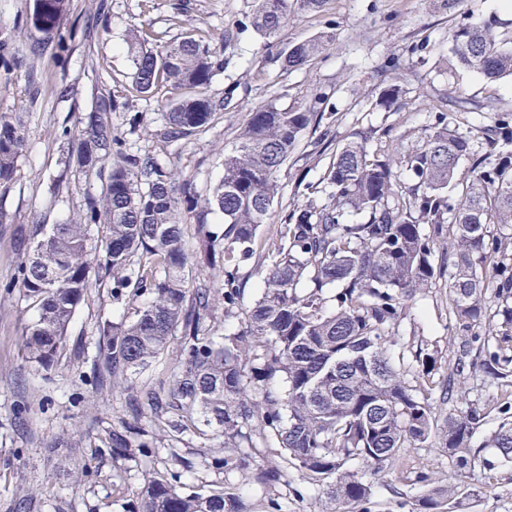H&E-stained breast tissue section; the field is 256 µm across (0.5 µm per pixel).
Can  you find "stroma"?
<instances>
[{"label": "stroma", "mask_w": 512, "mask_h": 512, "mask_svg": "<svg viewBox=\"0 0 512 512\" xmlns=\"http://www.w3.org/2000/svg\"><path fill=\"white\" fill-rule=\"evenodd\" d=\"M252 0H70L67 24L84 27L90 14L100 13L90 36L76 35L63 59L44 57L36 69L41 96L27 110L28 70L0 67V110L26 115L28 149L14 180L0 184V512H10L16 495L36 496L34 512H133L144 482L157 473L179 474L185 492L207 494L222 488L236 493L247 512H271L278 501L287 512H325L327 504L315 485L296 469L286 481L262 487L244 473H224L212 465L214 448L185 434L164 438L159 450L113 459L103 446L112 426L132 418L128 392L111 382L96 385L98 365L104 362V342L98 334L101 320L132 317L136 303L130 297L113 300L110 288L93 292L90 305L81 308L67 331V344L51 370L34 368L20 350L24 325L36 311L13 280L20 259L13 249L16 232L37 220L65 222L86 196L99 194L100 181H75L58 162V134L65 125L90 111L98 92L121 95L133 69L128 34L152 24L166 42L183 32L205 31L211 45H223L224 68L208 92L223 98L224 109L203 129L180 145L162 151L151 136L161 123L156 100L136 104L143 114L137 130H130L127 115L116 112L112 122L124 133L133 153L156 155L181 178L191 181L201 197L212 194L223 174L225 154L235 150L239 129L250 110L275 101L292 107L318 94L324 117L319 129H307L278 174L281 185L271 216L261 233L275 241L280 218L309 198L307 184H319L336 151L358 131L370 133L371 152L397 158L416 147L432 122L434 112L469 99L470 112L450 113L459 132L482 140L487 125L479 107L486 98L512 109V78L495 82L480 74L448 68V33L469 18L512 19L502 0H458L446 8L443 0H327L321 11L301 13L288 21L274 46L245 20ZM184 8L181 25L170 22L176 8ZM330 30L332 41L317 57L300 67L286 69L285 54L295 45ZM427 51L413 53L417 44ZM398 69H387L388 60ZM396 82L403 90L400 107L380 105L379 91ZM329 139H322V131ZM59 192L49 189L51 180ZM244 289L238 310L219 316L215 330L224 335L242 327L244 310L261 292L263 274L254 264L241 266ZM455 320L446 280L417 298L400 327L407 346H422L439 353L436 383L448 377L449 345ZM121 471V486H113L114 471ZM425 487L408 482L396 487L371 482L369 512H412ZM454 512H512V468H503L495 481L472 471L458 483Z\"/></svg>", "instance_id": "obj_1"}]
</instances>
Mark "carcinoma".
<instances>
[{
    "mask_svg": "<svg viewBox=\"0 0 512 512\" xmlns=\"http://www.w3.org/2000/svg\"><path fill=\"white\" fill-rule=\"evenodd\" d=\"M327 0H253L250 26L272 41L299 12H319ZM70 0H32L21 20L24 48L0 43V61L34 71L46 55L67 48L63 31ZM488 20L451 31V57L463 69L495 81L512 77V29ZM333 33L294 46L284 67L305 64ZM151 24L130 31L134 70L125 96H98L90 112L60 134L61 164L86 180H98L62 224L36 223L14 235L21 256L16 284L37 315L21 337L24 359L48 370L66 345L69 324L93 289L112 288V298L146 296L130 320H104L106 371L112 386L149 368L180 333L170 379L142 390L133 401L150 411L148 427L112 428L106 449L123 458L153 448L159 436L191 433L205 443L224 437L214 457L226 472H248L256 483L280 482L293 465L317 483L325 499L350 512L369 501L365 476L394 473L410 448L428 445L448 456L457 477L475 468L492 478L512 464V236L493 225L512 226V111L488 99L495 116L484 128V152L437 112L420 146L394 160L368 151L370 135L356 132L336 151L323 176L327 198L285 215L277 228L262 291L246 311L244 327L218 342L206 322L238 306L245 284L241 263L261 258V226L280 191L278 172L304 131L324 112L315 97L290 109L264 103L249 112L235 151L224 156V176L201 199L188 180L150 154H131L112 127V113H130L135 130L142 113L134 99L161 95L164 146L187 139L224 110L207 93L223 54L189 31L159 44ZM402 88L386 85L380 104L400 105ZM20 113L0 111V184L16 176L27 148ZM472 176L454 199L448 195L461 159ZM408 174L409 186L401 185ZM220 213L222 231L208 232L186 248L184 219ZM361 216L349 222L346 215ZM428 228H423V225ZM448 261V297L460 336L446 383L434 385L438 355L426 348L405 363L400 326L416 297L435 285L440 243ZM334 290L325 295V290ZM493 290L496 308L490 307ZM496 388L472 400L475 372ZM453 409L442 413V407ZM497 428L479 446L474 438L491 416ZM270 443L285 465H256L246 452L255 439ZM356 460L364 473L344 469ZM399 479L430 487L418 512H438L456 487L439 485L436 473ZM137 512H247L224 491L187 494L179 477L150 478L138 494Z\"/></svg>",
    "mask_w": 512,
    "mask_h": 512,
    "instance_id": "1",
    "label": "carcinoma"
}]
</instances>
